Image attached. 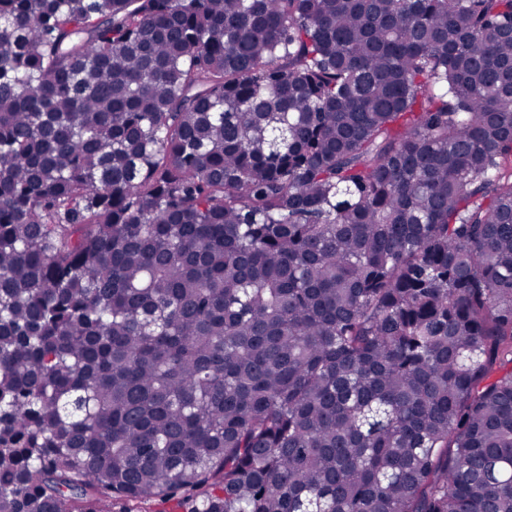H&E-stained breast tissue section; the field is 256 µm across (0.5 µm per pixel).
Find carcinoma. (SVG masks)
I'll return each instance as SVG.
<instances>
[{"mask_svg": "<svg viewBox=\"0 0 512 512\" xmlns=\"http://www.w3.org/2000/svg\"><path fill=\"white\" fill-rule=\"evenodd\" d=\"M512 512V0H0V512Z\"/></svg>", "mask_w": 512, "mask_h": 512, "instance_id": "carcinoma-1", "label": "carcinoma"}]
</instances>
